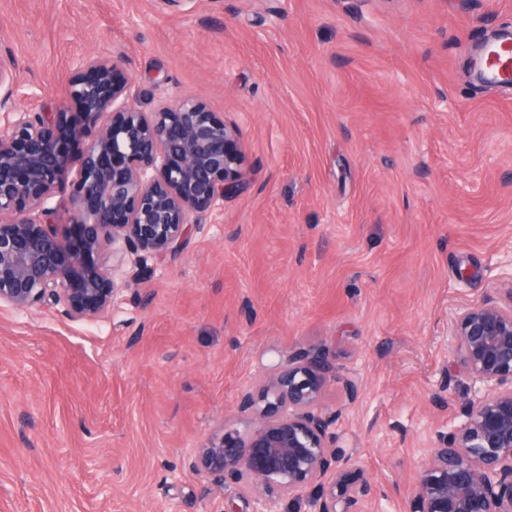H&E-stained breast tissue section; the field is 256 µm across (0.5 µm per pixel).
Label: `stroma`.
<instances>
[{
    "mask_svg": "<svg viewBox=\"0 0 512 512\" xmlns=\"http://www.w3.org/2000/svg\"><path fill=\"white\" fill-rule=\"evenodd\" d=\"M505 30L512 0H0L16 108L116 55L141 111L193 95L237 125L249 173L105 321L0 305V512H248L186 458L311 349L337 447L403 512L471 396L452 317L512 289V90L472 73Z\"/></svg>",
    "mask_w": 512,
    "mask_h": 512,
    "instance_id": "1",
    "label": "stroma"
}]
</instances>
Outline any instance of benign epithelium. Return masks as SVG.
Wrapping results in <instances>:
<instances>
[{
    "mask_svg": "<svg viewBox=\"0 0 512 512\" xmlns=\"http://www.w3.org/2000/svg\"><path fill=\"white\" fill-rule=\"evenodd\" d=\"M14 62L0 58V89L12 96ZM68 96L74 114L8 110L0 123V304L23 311L53 306L73 320L105 317L114 279L176 251L191 217L246 184L240 132L199 98L161 97L153 111L133 103L120 57L77 64ZM73 224L37 218L71 167ZM454 358L471 379L463 419L425 449L406 512H512V289L460 307L451 321ZM336 367L322 350L277 361L238 410L257 424L224 428L191 450L188 465L219 489L246 492L251 512H280L285 499L310 512H361L377 493L353 455L336 447L321 398Z\"/></svg>",
    "mask_w": 512,
    "mask_h": 512,
    "instance_id": "7a95c632",
    "label": "benign epithelium"
}]
</instances>
